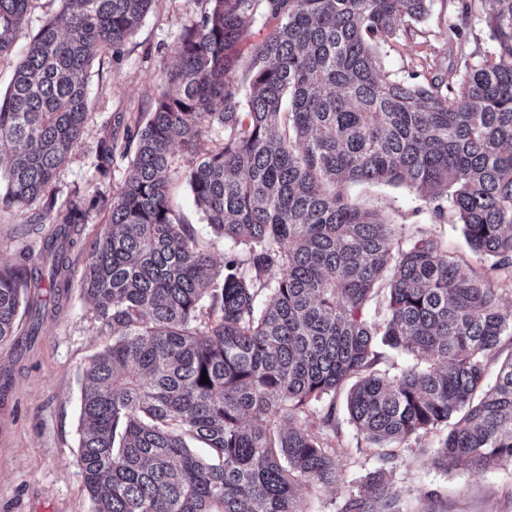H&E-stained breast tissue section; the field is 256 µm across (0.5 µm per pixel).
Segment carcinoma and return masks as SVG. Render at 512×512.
I'll return each instance as SVG.
<instances>
[{"label":"carcinoma","mask_w":512,"mask_h":512,"mask_svg":"<svg viewBox=\"0 0 512 512\" xmlns=\"http://www.w3.org/2000/svg\"><path fill=\"white\" fill-rule=\"evenodd\" d=\"M30 0H0V56ZM0 94V209L43 203L54 229L0 267V344H29L47 293L71 287L74 236L105 206L80 275L112 346L81 393L80 466L92 512H304L307 483L336 485V448L303 414L349 388L346 408L381 464L341 512H410L391 482L400 448L455 422L435 456L474 474L512 463V357L495 383L485 358L512 313L492 273L512 281V0H461L485 16L491 52L426 86L382 69L380 46L430 15L432 0H203L178 63L143 123L102 125L91 162L123 185L62 204L44 198L80 143L93 51L117 54L154 0H58ZM276 20L248 57L245 22ZM242 71L244 87L233 73ZM214 234L241 253L218 265L171 208V157ZM411 187L461 226L489 271L465 272L432 236L351 201L345 186ZM384 301L382 321L370 315ZM383 344L415 363L375 370ZM207 374L208 383H201ZM130 155L125 158L117 157L112 165L109 175L104 178H100L99 186L103 191L107 193L119 189L126 178L127 168L129 166Z\"/></svg>","instance_id":"carcinoma-1"}]
</instances>
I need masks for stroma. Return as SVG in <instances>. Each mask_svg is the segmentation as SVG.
<instances>
[{"mask_svg":"<svg viewBox=\"0 0 512 512\" xmlns=\"http://www.w3.org/2000/svg\"><path fill=\"white\" fill-rule=\"evenodd\" d=\"M455 4L456 0H433L426 21L382 45L383 69L423 85L439 70L463 68V52L442 36L445 23L455 16ZM201 9L200 0H154L120 53L97 55L88 71V116L81 144L57 170L48 193L62 201L88 188L94 179L91 150L103 122L131 124L147 115L167 72L177 63L179 34ZM57 12V0H31L12 53L0 57L1 92L32 36ZM191 165V156L175 151L170 204L220 262L231 248L213 235L194 204L185 182ZM347 193L391 223L438 238L463 266L478 272L487 267V260L467 246L459 226L440 223L433 206L412 189L360 183L349 186ZM30 216L27 210L0 211V264L10 265L21 255L37 252L50 232V225L30 223ZM47 303L41 332L27 350L19 353L0 346V372H8L12 379L7 399L0 401V512H91L79 469L80 395L85 367L111 346L113 333L101 328L80 286L48 297ZM346 395L343 389L336 393V415L329 430L341 479L330 488L300 486L304 512H340L357 481L378 465L374 448L349 419ZM442 437L436 431L411 442L394 467L393 484L411 512H420L430 492L439 496L436 512H512V464L481 474L438 467L433 451Z\"/></svg>","mask_w":512,"mask_h":512,"instance_id":"obj_1","label":"stroma"}]
</instances>
